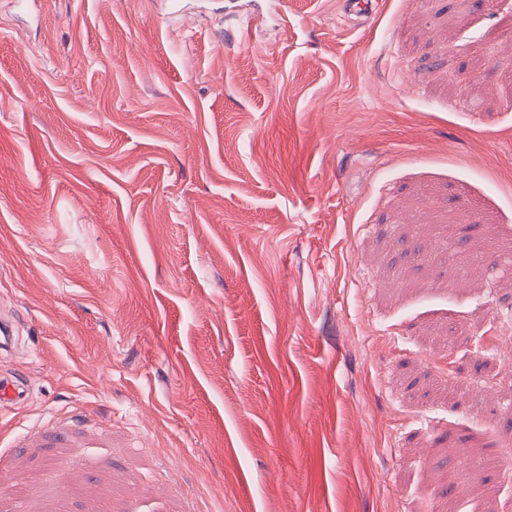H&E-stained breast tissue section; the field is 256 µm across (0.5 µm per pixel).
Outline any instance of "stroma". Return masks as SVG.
<instances>
[{
    "mask_svg": "<svg viewBox=\"0 0 512 512\" xmlns=\"http://www.w3.org/2000/svg\"><path fill=\"white\" fill-rule=\"evenodd\" d=\"M0 0V512H512V0ZM25 384L11 377L0 378V404L18 403L27 397Z\"/></svg>",
    "mask_w": 512,
    "mask_h": 512,
    "instance_id": "obj_1",
    "label": "stroma"
}]
</instances>
